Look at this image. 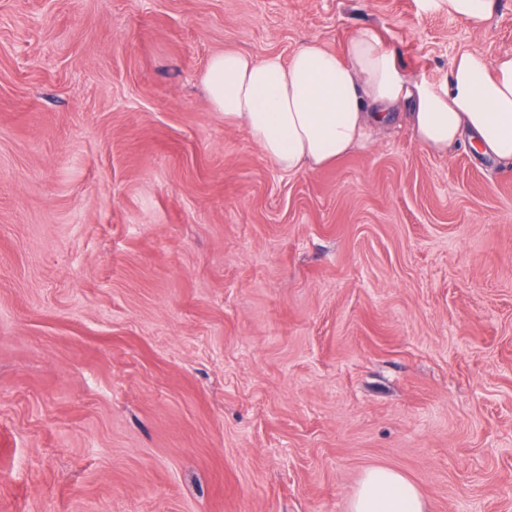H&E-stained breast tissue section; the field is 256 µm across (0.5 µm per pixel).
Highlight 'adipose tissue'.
Segmentation results:
<instances>
[{"label": "adipose tissue", "mask_w": 512, "mask_h": 512, "mask_svg": "<svg viewBox=\"0 0 512 512\" xmlns=\"http://www.w3.org/2000/svg\"><path fill=\"white\" fill-rule=\"evenodd\" d=\"M203 83L225 124L243 129L284 171L334 163L398 118L428 150L467 139L512 162V55L491 62L466 51L438 87L405 77L377 34L363 29L340 54L316 44L286 59L224 50L208 60ZM349 509L427 512V505L403 474L377 466L364 472Z\"/></svg>", "instance_id": "1"}]
</instances>
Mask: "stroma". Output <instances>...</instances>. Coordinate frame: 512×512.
Returning a JSON list of instances; mask_svg holds the SVG:
<instances>
[{
  "instance_id": "35a3bbf8",
  "label": "stroma",
  "mask_w": 512,
  "mask_h": 512,
  "mask_svg": "<svg viewBox=\"0 0 512 512\" xmlns=\"http://www.w3.org/2000/svg\"><path fill=\"white\" fill-rule=\"evenodd\" d=\"M512 55V0H0V512H512V165L407 127L284 171L232 48ZM495 8V0H448V12L465 17L476 24L488 18ZM350 512H427L418 488L389 467L368 468L349 504Z\"/></svg>"
}]
</instances>
